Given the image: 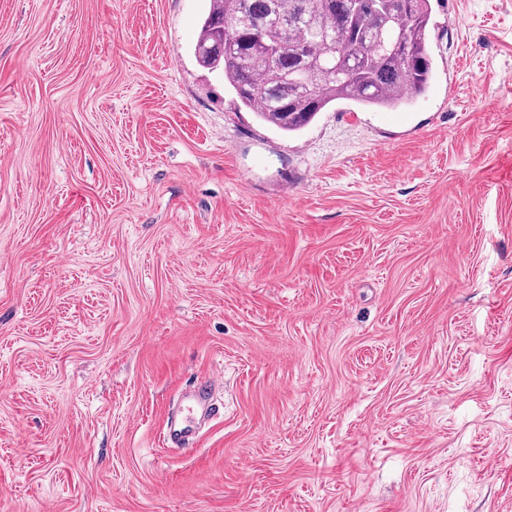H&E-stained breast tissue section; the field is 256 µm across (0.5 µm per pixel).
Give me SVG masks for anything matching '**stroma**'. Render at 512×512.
<instances>
[{
    "mask_svg": "<svg viewBox=\"0 0 512 512\" xmlns=\"http://www.w3.org/2000/svg\"><path fill=\"white\" fill-rule=\"evenodd\" d=\"M431 4L426 94L287 135L209 0H0V512H512V0ZM213 412L211 388L208 382L192 387L183 396L178 409V419L170 426L169 439L178 444L193 438L196 434L198 416Z\"/></svg>",
    "mask_w": 512,
    "mask_h": 512,
    "instance_id": "obj_1",
    "label": "stroma"
}]
</instances>
